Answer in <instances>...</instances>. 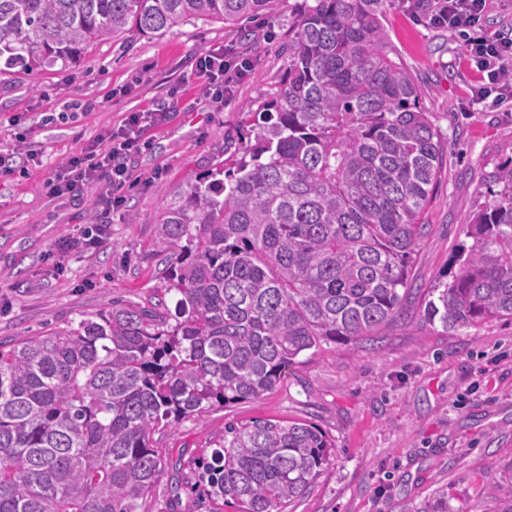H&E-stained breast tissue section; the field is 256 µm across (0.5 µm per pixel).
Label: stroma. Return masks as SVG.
I'll use <instances>...</instances> for the list:
<instances>
[{"label":"stroma","instance_id":"1","mask_svg":"<svg viewBox=\"0 0 512 512\" xmlns=\"http://www.w3.org/2000/svg\"><path fill=\"white\" fill-rule=\"evenodd\" d=\"M411 2L383 0V24L445 153L421 215L429 232L402 316L376 341L304 352L261 397L156 435L166 465L145 512H209L203 494L188 493L200 459L223 439L225 424L258 419L312 423L334 446L290 512H422L443 490L448 512H502L494 486L512 484V322L447 329L428 319L426 305L457 272L454 257L470 243L464 226L512 155V103L473 108L480 75L464 56L463 34L417 20ZM303 5L279 0L264 24L270 40L258 33L246 41L223 22L200 19L161 36L127 33L62 70L0 73L1 344L96 317L114 300L140 307L159 295L175 304L156 219L254 144L287 74L284 47ZM223 46L245 47L256 62L214 112L200 99L193 66ZM158 110L169 118L147 128V148L129 158L121 206L105 203L102 181L64 199L46 193L44 181L80 145L118 129L129 113ZM96 223L106 231L87 242Z\"/></svg>","mask_w":512,"mask_h":512}]
</instances>
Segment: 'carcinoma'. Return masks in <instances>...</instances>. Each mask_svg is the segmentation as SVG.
Listing matches in <instances>:
<instances>
[{
	"mask_svg": "<svg viewBox=\"0 0 512 512\" xmlns=\"http://www.w3.org/2000/svg\"><path fill=\"white\" fill-rule=\"evenodd\" d=\"M381 0H313L288 42L265 133L159 216L165 300L0 346V512H140L164 471L154 435L258 398L304 352L371 341L400 318L420 215L445 151L391 56ZM277 0H0L5 66L66 67L130 30L235 26ZM427 315L512 321V163ZM333 444L304 422L224 427L202 464L213 504L286 512Z\"/></svg>",
	"mask_w": 512,
	"mask_h": 512,
	"instance_id": "1",
	"label": "carcinoma"
}]
</instances>
